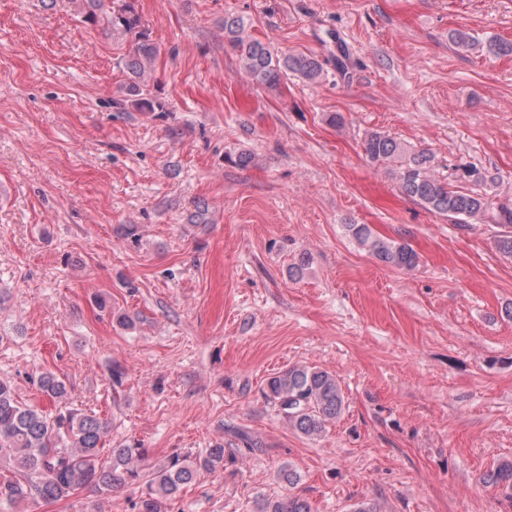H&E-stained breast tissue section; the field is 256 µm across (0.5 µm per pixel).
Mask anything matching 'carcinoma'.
<instances>
[{
	"mask_svg": "<svg viewBox=\"0 0 512 512\" xmlns=\"http://www.w3.org/2000/svg\"><path fill=\"white\" fill-rule=\"evenodd\" d=\"M80 6L84 21L105 30L119 32L129 43L122 62L127 75L123 103L138 112H154L162 103L154 94L150 72L160 47L153 41L136 8V0H73ZM248 19L240 15L224 17V43L240 62V72L253 83L278 89L292 74L308 82L318 81L324 72L321 62L301 53L279 51L249 35ZM449 42L470 54L512 56V41L498 37L479 38L466 29H453ZM366 158L375 164L394 166L402 192L431 212L467 224L481 220L492 209L486 192L454 186L431 174L432 157L415 151L381 132L367 135L363 143ZM464 182L492 187L497 176L467 167ZM497 240L500 252L512 257V208L499 206ZM347 230L379 261L396 268L410 269L417 255L408 245L377 237L367 224H349ZM42 393L53 401L67 395L66 383L51 371L40 374ZM266 398L305 436H319L326 425L342 413L345 397L337 378L322 369L293 365L271 377ZM106 426L93 412L70 408L50 415L35 405L20 401L8 380L0 379V512H9L21 503L53 502L68 499L81 488L110 493L118 487H142L134 512H170L171 504L184 486L203 473L234 463L233 454L224 453L217 442L196 455L174 456L168 462L142 472L147 449L135 445L104 448ZM290 493L267 498L259 512H311L307 500L291 493L300 477L291 468L280 472ZM486 482L501 488L512 499V460L500 462L486 474Z\"/></svg>",
	"mask_w": 512,
	"mask_h": 512,
	"instance_id": "1",
	"label": "carcinoma"
}]
</instances>
